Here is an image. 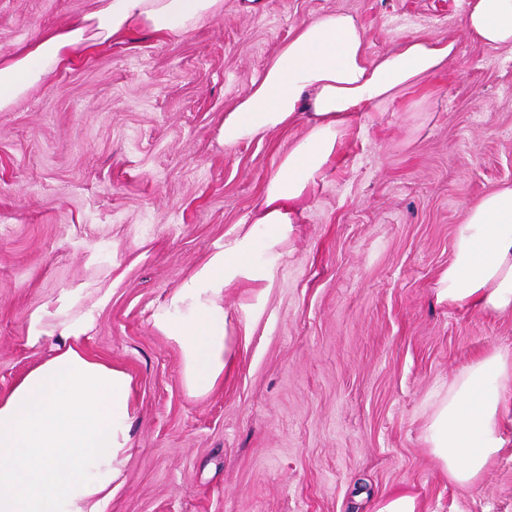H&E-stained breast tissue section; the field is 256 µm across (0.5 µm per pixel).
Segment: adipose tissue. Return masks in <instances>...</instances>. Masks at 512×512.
Returning <instances> with one entry per match:
<instances>
[{"mask_svg": "<svg viewBox=\"0 0 512 512\" xmlns=\"http://www.w3.org/2000/svg\"><path fill=\"white\" fill-rule=\"evenodd\" d=\"M224 13V0H94L61 28L38 31L0 54V111L80 54L148 30L180 39ZM472 44L512 46V0H470ZM368 34L352 15L329 11L302 22L225 112L226 145L306 123L284 153L247 221L153 316L178 345L191 395L210 393L228 364L224 291L270 277L258 251L274 253L300 223L305 203L336 157L354 117L447 68L455 43L423 37L368 56ZM440 301L512 313V184L470 205L437 286ZM90 318L59 325L61 345L0 397V512H108L129 458L133 379L84 349ZM512 423V355L492 351L464 367L432 403L426 441L450 482L467 488L504 446Z\"/></svg>", "mask_w": 512, "mask_h": 512, "instance_id": "obj_1", "label": "adipose tissue"}]
</instances>
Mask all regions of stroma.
Instances as JSON below:
<instances>
[{
  "label": "stroma",
  "mask_w": 512,
  "mask_h": 512,
  "mask_svg": "<svg viewBox=\"0 0 512 512\" xmlns=\"http://www.w3.org/2000/svg\"><path fill=\"white\" fill-rule=\"evenodd\" d=\"M469 0H265L170 40L85 54L0 112V395L45 359L34 319L92 313L87 352L135 382L108 512H369L413 487L427 512H512V430L469 488L425 441L435 392L512 353V315L438 302L467 206L512 183V48L477 47ZM93 0H0V53ZM342 10L368 55L423 36L442 73L363 112L277 249L269 281L225 289L231 362L191 396L156 310L248 219L305 125L227 146L224 113L295 28ZM106 303H99L101 294Z\"/></svg>",
  "instance_id": "1"
}]
</instances>
